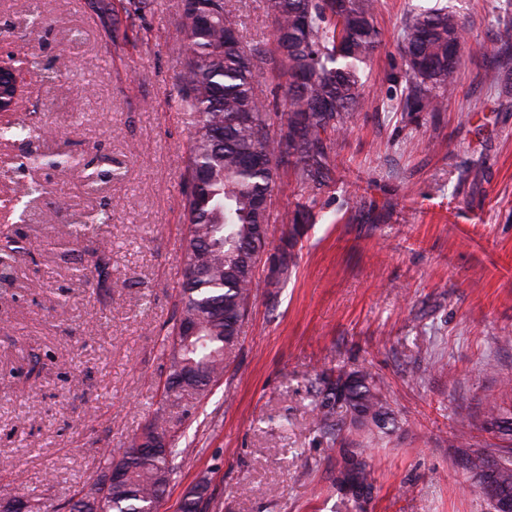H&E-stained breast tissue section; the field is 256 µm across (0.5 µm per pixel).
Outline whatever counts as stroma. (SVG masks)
<instances>
[{
	"instance_id": "obj_1",
	"label": "stroma",
	"mask_w": 512,
	"mask_h": 512,
	"mask_svg": "<svg viewBox=\"0 0 512 512\" xmlns=\"http://www.w3.org/2000/svg\"><path fill=\"white\" fill-rule=\"evenodd\" d=\"M447 5L463 28L456 88L439 112H407L402 26ZM263 61L255 91L280 82L266 0H224ZM40 25H32L33 16ZM506 0H378L380 44L363 78L370 101L333 136L316 188L276 172L258 290L200 394L168 392L161 338L178 309L187 223L182 180L192 135L178 111L177 0H154L113 45L88 0H0V58L36 60L9 121L42 137L0 140L1 220L31 242L0 284V499L68 512L78 481L154 417L170 427L175 471L159 512L208 485L203 512H336V459L315 423L313 383L363 369L399 422L367 448V512H489L452 443H502L485 395L512 376V54L496 35ZM73 156L79 164L54 161ZM39 193L21 197L24 185ZM305 217L287 278L271 273L295 210ZM112 221L70 234L78 219ZM112 286L79 281L92 252Z\"/></svg>"
}]
</instances>
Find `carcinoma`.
Here are the masks:
<instances>
[{"label": "carcinoma", "mask_w": 512, "mask_h": 512, "mask_svg": "<svg viewBox=\"0 0 512 512\" xmlns=\"http://www.w3.org/2000/svg\"><path fill=\"white\" fill-rule=\"evenodd\" d=\"M377 0H266L272 22L274 55L270 61L286 77L283 114L274 128L269 106L255 92L261 56L248 51L239 37L227 34L236 24L224 0H180L186 39L179 48L185 62L177 74V107L192 117L183 206L188 216L186 263L199 271L180 284V317L200 326L184 338L178 323L165 337L171 351L170 375L200 371L178 389L203 391L224 373V350L238 335L256 288L255 272L264 253L269 213L258 203L271 197L277 166L295 168L305 185L319 186L327 170L329 146L323 134L344 130L347 121L369 107L362 94L361 72L377 50L373 24ZM462 28L446 7L411 13L402 29L406 112H437L455 89L461 64ZM458 52L448 54V46ZM37 128L24 123L0 127L3 140L29 139ZM20 252L16 240L0 235V262ZM105 285L111 258L97 260L91 274ZM316 419L335 443L336 408L351 414L360 431L356 448L339 449L336 485L344 512H364L350 496L353 489L373 490L365 447L396 427L380 381L367 371L324 372L315 381ZM145 433L162 441L153 455L133 452L136 441L106 453L108 468L122 473L113 482L96 483L99 503L72 501L70 512H158L174 471L175 450L167 423L153 418ZM466 468L478 483L494 486L496 495L512 499V448L494 459L486 448L471 450Z\"/></svg>", "instance_id": "cac0c4a2"}]
</instances>
